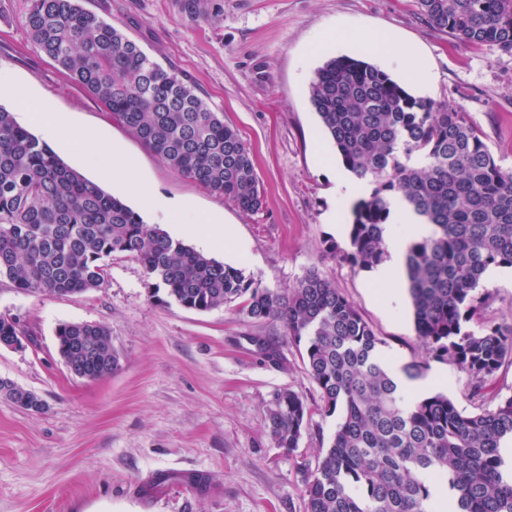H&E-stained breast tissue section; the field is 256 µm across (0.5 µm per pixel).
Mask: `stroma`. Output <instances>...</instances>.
Listing matches in <instances>:
<instances>
[{
  "instance_id": "35a3bbf8",
  "label": "stroma",
  "mask_w": 512,
  "mask_h": 512,
  "mask_svg": "<svg viewBox=\"0 0 512 512\" xmlns=\"http://www.w3.org/2000/svg\"><path fill=\"white\" fill-rule=\"evenodd\" d=\"M112 22L152 60L195 87L223 113L249 148L263 187L254 213L169 170L112 119L84 88L34 47L22 23L28 0H0V77L14 80L53 111L114 143L160 195L188 203L177 223L218 214L234 239L216 260L245 269L264 287H293L318 269L358 308L400 365L425 362L431 393L447 392L471 413L512 395L504 362L485 397L467 373L426 357L409 300L389 302L371 272L325 253L346 246L350 204L337 175L344 165L309 98L315 70L337 56L366 58L364 36L392 35L426 59L432 80L410 94L466 113L498 164L512 170V52L476 47L433 29L416 0H222L216 21L185 19L177 0H81ZM60 159L138 213L143 202L105 178L90 156ZM471 329L512 323V268L490 269ZM20 317L32 333L24 349L0 348V378L34 392L40 411L0 396V512H305L303 467L328 447L337 415L318 409L320 394L280 322L236 307L196 311L151 296L135 258L116 255L94 291L56 297L22 292L0 278V315ZM62 322L112 332L119 365L112 375L74 376L58 358ZM277 347L267 361L258 341ZM307 401L311 417L294 452L275 447L267 414L277 392ZM202 477L203 485L193 484Z\"/></svg>"
}]
</instances>
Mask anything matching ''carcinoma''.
<instances>
[{
    "mask_svg": "<svg viewBox=\"0 0 512 512\" xmlns=\"http://www.w3.org/2000/svg\"><path fill=\"white\" fill-rule=\"evenodd\" d=\"M178 2L194 23L222 11L220 0ZM417 2L433 28L512 52V0ZM23 24L40 53L172 172L246 212L262 207L237 130L112 23L79 0H28ZM309 95L344 166L372 186L352 206L347 247L329 241L326 253L354 269L379 265L391 200L400 196L431 226L406 254L417 338L481 392L512 359V324L467 326L486 272L512 267V171L497 163L465 113L411 95L365 60L330 58L315 71ZM114 255L138 259L167 303L208 311L236 302L249 318L283 324L320 392L319 410L340 413L329 447L304 474L306 512H431L435 480L455 492L458 512H512V474L499 453L512 438V396L471 414L442 392L405 400L376 359L382 340L319 270L285 293L263 287L144 223L0 107V276L23 292L84 293L104 285ZM55 338L77 377L103 378L118 366L105 325L61 323ZM0 395L25 408L39 402L2 378ZM310 414L298 393H276L267 418L276 447L298 448Z\"/></svg>",
    "mask_w": 512,
    "mask_h": 512,
    "instance_id": "carcinoma-1",
    "label": "carcinoma"
}]
</instances>
